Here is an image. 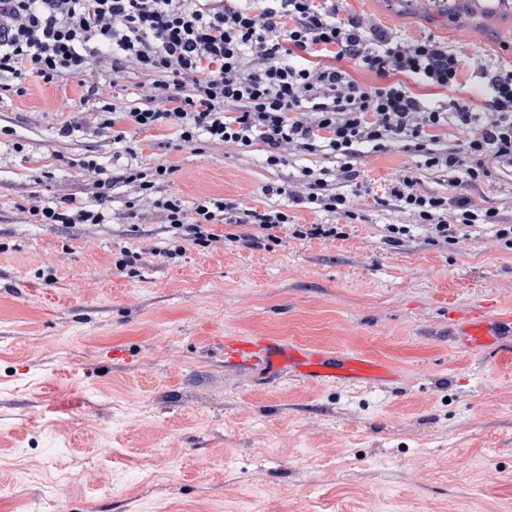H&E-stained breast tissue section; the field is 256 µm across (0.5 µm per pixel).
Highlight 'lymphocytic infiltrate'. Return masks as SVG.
Returning a JSON list of instances; mask_svg holds the SVG:
<instances>
[{"instance_id":"1","label":"lymphocytic infiltrate","mask_w":512,"mask_h":512,"mask_svg":"<svg viewBox=\"0 0 512 512\" xmlns=\"http://www.w3.org/2000/svg\"><path fill=\"white\" fill-rule=\"evenodd\" d=\"M332 54L333 64L322 63ZM351 58L374 74L364 84L336 67ZM460 57L431 38L406 40L393 32L339 15L336 0H0V90L24 94L28 79H67L82 89L79 106L57 135L86 128L112 144L131 143L154 129L173 131L181 145L206 142L262 145L268 165L292 152L326 151L334 169L303 171L291 184L269 187L298 205L335 214L333 224L290 225L284 211L257 210L244 202L199 198L186 207L169 188L172 166L136 165L107 172L95 160L81 164L82 191L49 201L29 195L18 210L26 224H101L112 188L123 184L130 204L157 212L177 229L179 242L164 249L182 256L187 245L217 239L214 223L229 225L225 240L259 249L277 243V230L298 239L342 237L341 219H354L355 202L338 192L357 183L364 158L396 143L423 156L428 167L464 172L477 184L497 165L512 162V69H482L489 90L483 106L454 94ZM144 77L140 105L116 100L128 74ZM446 91L440 103L413 91L411 82ZM454 125L453 146L440 131ZM408 221L385 227L384 241L399 245L412 226L433 246L466 238L469 228L490 225L512 250V224L468 196L445 198L417 189L401 170L385 191Z\"/></svg>"}]
</instances>
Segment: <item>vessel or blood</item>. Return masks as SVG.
Segmentation results:
<instances>
[{"instance_id": "vessel-or-blood-1", "label": "vessel or blood", "mask_w": 512, "mask_h": 512, "mask_svg": "<svg viewBox=\"0 0 512 512\" xmlns=\"http://www.w3.org/2000/svg\"><path fill=\"white\" fill-rule=\"evenodd\" d=\"M449 332L460 348L496 356L508 349L512 312L491 317L475 308L452 318ZM217 343L224 350L225 362L269 375L285 372L313 384L390 382L397 377L395 369L384 361L358 353L338 356L274 336H227L218 338Z\"/></svg>"}]
</instances>
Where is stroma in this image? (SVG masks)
<instances>
[{
    "label": "stroma",
    "mask_w": 512,
    "mask_h": 512,
    "mask_svg": "<svg viewBox=\"0 0 512 512\" xmlns=\"http://www.w3.org/2000/svg\"><path fill=\"white\" fill-rule=\"evenodd\" d=\"M338 7L447 44L475 104L487 94L478 65L512 67V37L459 24L445 0ZM26 86L0 96V512H512V356L466 352L448 332L454 312L512 311V251L489 226L443 248L419 232L386 245L385 225L405 216L375 202L408 168L420 192L467 195L512 224V163L472 187L392 146L363 166L370 194L343 238L191 245L170 260L169 225L128 218L124 186L103 224H23L17 206L78 191L88 159L163 161L185 204L224 197L331 224L263 190L335 158L301 151L270 166L261 146L178 149L167 130L133 157L91 130L57 137L75 80ZM124 249L143 263L117 270ZM239 333L356 351L401 377H268L225 363L214 339Z\"/></svg>",
    "instance_id": "35a3bbf8"
}]
</instances>
